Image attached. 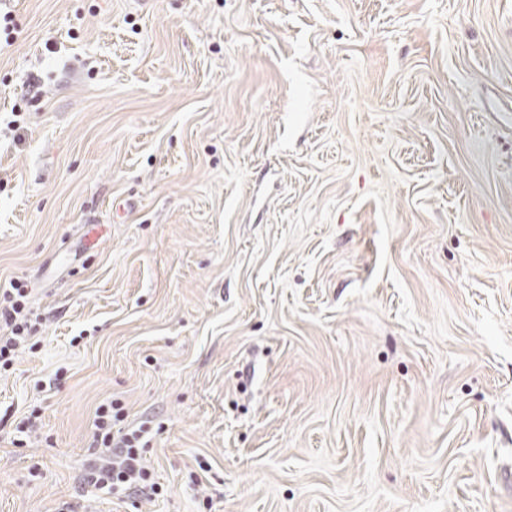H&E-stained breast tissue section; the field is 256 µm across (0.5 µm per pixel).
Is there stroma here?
<instances>
[{
  "mask_svg": "<svg viewBox=\"0 0 512 512\" xmlns=\"http://www.w3.org/2000/svg\"><path fill=\"white\" fill-rule=\"evenodd\" d=\"M13 280L0 512H512V0H0ZM10 287L1 289L0 293V371L13 366L18 350L27 344L40 324L37 316L35 322L32 319L31 288L21 281H11ZM127 416L117 400L100 404L92 422V438L96 451L86 459L85 478L98 489H107L121 498L160 495L162 488L152 480L145 465L143 450L148 448L149 429L144 423L137 429L122 428Z\"/></svg>",
  "mask_w": 512,
  "mask_h": 512,
  "instance_id": "obj_1",
  "label": "stroma"
}]
</instances>
